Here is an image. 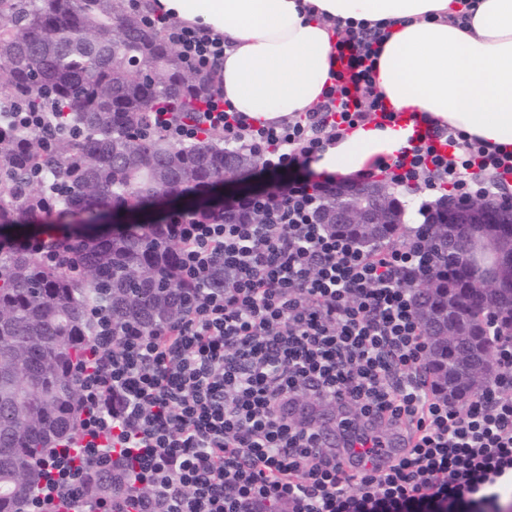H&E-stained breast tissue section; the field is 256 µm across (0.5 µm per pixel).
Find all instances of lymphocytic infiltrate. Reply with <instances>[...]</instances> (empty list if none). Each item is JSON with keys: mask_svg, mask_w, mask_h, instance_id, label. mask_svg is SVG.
Masks as SVG:
<instances>
[{"mask_svg": "<svg viewBox=\"0 0 512 512\" xmlns=\"http://www.w3.org/2000/svg\"><path fill=\"white\" fill-rule=\"evenodd\" d=\"M192 73L210 74L224 38L151 13ZM386 32L346 24L331 47L321 104L253 126L211 88L201 121L172 112L154 123L178 143L223 134L262 169H303L347 131L397 122L375 84ZM429 140L376 171L398 187L465 199L512 198V151L416 115ZM321 184L303 175L243 194L205 217L173 212L159 233L195 292L182 316L145 330L115 328L91 308L93 339L79 374L80 418L42 467L25 512H501L512 500V344L474 394L441 397L422 376L430 344L413 280L433 258L415 240L372 250L330 232ZM348 412L341 444L296 418L304 400ZM416 424L419 436L385 457L380 426ZM119 494L97 490L103 477Z\"/></svg>", "mask_w": 512, "mask_h": 512, "instance_id": "obj_1", "label": "lymphocytic infiltrate"}]
</instances>
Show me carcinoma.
I'll use <instances>...</instances> for the list:
<instances>
[{
    "mask_svg": "<svg viewBox=\"0 0 512 512\" xmlns=\"http://www.w3.org/2000/svg\"><path fill=\"white\" fill-rule=\"evenodd\" d=\"M151 74L142 78V72ZM201 85L157 28L125 0H0V512H24L39 464L74 428L76 368L93 333L89 310L102 305L120 326L152 329L177 319L194 288L174 270L173 248L157 222L125 224L107 236L70 239L74 264L50 267L24 246L4 243L18 224L73 215L94 224L136 203L210 187L227 170L257 164L224 147L218 133L175 144L152 113L198 110ZM44 113V128L21 125L19 108ZM374 246L400 240L402 224H331ZM435 281L416 283L419 314L436 340L449 320L457 336L437 347L431 385L452 397L483 350L491 313L512 312V288H470L475 267L434 235Z\"/></svg>",
    "mask_w": 512,
    "mask_h": 512,
    "instance_id": "1",
    "label": "carcinoma"
}]
</instances>
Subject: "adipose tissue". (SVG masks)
<instances>
[{"instance_id":"1","label":"adipose tissue","mask_w":512,"mask_h":512,"mask_svg":"<svg viewBox=\"0 0 512 512\" xmlns=\"http://www.w3.org/2000/svg\"><path fill=\"white\" fill-rule=\"evenodd\" d=\"M185 25L224 36L215 82L254 124L315 109L329 86L336 22L385 27L377 84L466 136L512 146V0H147ZM401 129L368 127L312 161L322 180L356 173L405 144Z\"/></svg>"}]
</instances>
